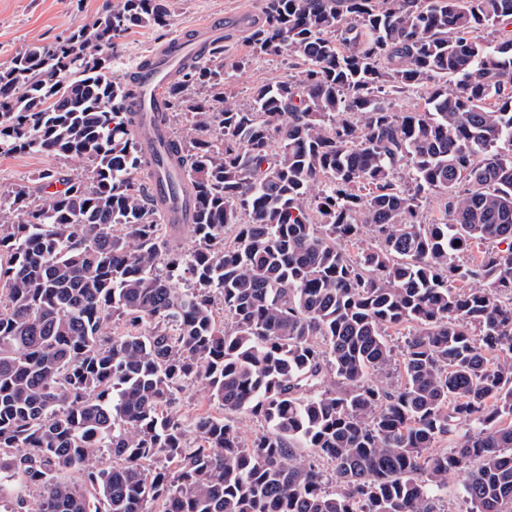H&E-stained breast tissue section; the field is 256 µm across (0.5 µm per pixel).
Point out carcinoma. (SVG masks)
<instances>
[{
  "mask_svg": "<svg viewBox=\"0 0 512 512\" xmlns=\"http://www.w3.org/2000/svg\"><path fill=\"white\" fill-rule=\"evenodd\" d=\"M260 8L246 53L166 91L196 131L168 147L187 251L104 52L165 26L160 0L0 67V152L89 161L0 202V512H445L450 476L465 512H512V0ZM284 53L248 105L224 95ZM194 388L219 412L175 410ZM292 64L293 60L287 55L254 57L224 86L226 96L245 103L251 97L254 87L284 79L291 73ZM178 184L176 192L171 189V181ZM180 175L170 164L157 166L150 176V189L157 204L161 206L167 219L184 224L172 231L173 244L181 249L193 245V234L189 224L193 213L192 199L185 193Z\"/></svg>",
  "mask_w": 512,
  "mask_h": 512,
  "instance_id": "cac0c4a2",
  "label": "carcinoma"
}]
</instances>
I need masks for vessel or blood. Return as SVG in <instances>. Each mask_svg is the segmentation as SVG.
Returning a JSON list of instances; mask_svg holds the SVG:
<instances>
[{
	"instance_id": "1",
	"label": "vessel or blood",
	"mask_w": 512,
	"mask_h": 512,
	"mask_svg": "<svg viewBox=\"0 0 512 512\" xmlns=\"http://www.w3.org/2000/svg\"><path fill=\"white\" fill-rule=\"evenodd\" d=\"M223 35V18H211L153 49L147 65L136 68L134 110L138 117L133 131L145 153H153L170 139L159 114L164 109L165 91L173 77L184 63L200 56L211 44L220 42ZM179 178L171 165L157 166L150 177V189L167 219L186 224L192 218L193 202L184 189H172V182Z\"/></svg>"
}]
</instances>
